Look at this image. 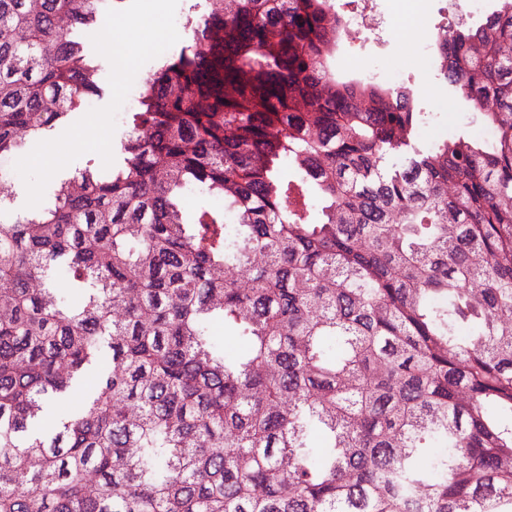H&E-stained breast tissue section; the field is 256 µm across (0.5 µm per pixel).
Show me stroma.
Segmentation results:
<instances>
[{"label": "stroma", "instance_id": "35a3bbf8", "mask_svg": "<svg viewBox=\"0 0 512 512\" xmlns=\"http://www.w3.org/2000/svg\"><path fill=\"white\" fill-rule=\"evenodd\" d=\"M495 3L378 0L377 8L385 18L380 38L363 45L349 42L338 55L336 67L358 75L395 73L400 79L410 80L420 104L430 114L422 128L424 142H437L462 132L490 138L480 115L435 80L429 36L437 23L472 22ZM189 5L190 0H107L104 10L110 25L89 40L90 51L102 56L97 81L103 94L59 128L51 145L29 142L23 155L9 161L11 191L18 205H28L30 191L48 195L49 176L58 160L80 167L91 155L113 156L128 130L129 94L140 92L157 54L177 47L181 19ZM107 43L112 46L108 54L103 51Z\"/></svg>", "mask_w": 512, "mask_h": 512}]
</instances>
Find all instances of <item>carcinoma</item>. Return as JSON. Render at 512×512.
<instances>
[{
	"instance_id": "cac0c4a2",
	"label": "carcinoma",
	"mask_w": 512,
	"mask_h": 512,
	"mask_svg": "<svg viewBox=\"0 0 512 512\" xmlns=\"http://www.w3.org/2000/svg\"><path fill=\"white\" fill-rule=\"evenodd\" d=\"M105 2L0 0V161L101 96ZM349 23L192 0L120 161L0 197V512H512V0L430 36L489 140Z\"/></svg>"
}]
</instances>
